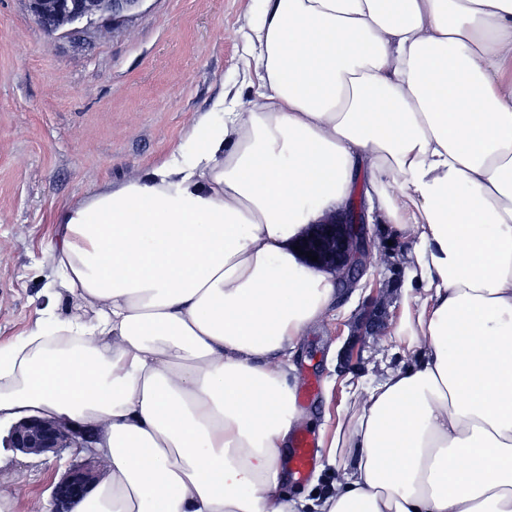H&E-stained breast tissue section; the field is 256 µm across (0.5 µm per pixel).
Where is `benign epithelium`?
I'll return each instance as SVG.
<instances>
[{"label":"benign epithelium","mask_w":512,"mask_h":512,"mask_svg":"<svg viewBox=\"0 0 512 512\" xmlns=\"http://www.w3.org/2000/svg\"><path fill=\"white\" fill-rule=\"evenodd\" d=\"M35 19H70L75 23L109 17L114 20L135 11L145 0H57L53 10L45 9L42 0H29ZM373 244L366 229V216L361 201H353L342 221L318 224L303 241V252L318 257L310 265L336 268L341 276L340 287L351 289L367 267ZM373 306L365 311L361 325L371 332L379 324L378 295L372 296ZM93 431L77 427L64 420L26 418L12 425L9 447L25 455L47 456L63 448H81L86 455L71 465L66 474L53 485L51 497L55 512H70V505L84 497L100 475V458L93 451Z\"/></svg>","instance_id":"obj_1"}]
</instances>
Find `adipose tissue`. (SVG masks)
I'll return each mask as SVG.
<instances>
[{
	"instance_id": "1",
	"label": "adipose tissue",
	"mask_w": 512,
	"mask_h": 512,
	"mask_svg": "<svg viewBox=\"0 0 512 512\" xmlns=\"http://www.w3.org/2000/svg\"><path fill=\"white\" fill-rule=\"evenodd\" d=\"M246 98L69 206L40 311L0 341V423L93 424L72 512H299L279 478L300 336L336 296L300 242L349 205L409 242L403 365L352 393L312 512H512V0H253Z\"/></svg>"
}]
</instances>
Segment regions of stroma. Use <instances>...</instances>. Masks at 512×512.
Here are the masks:
<instances>
[{
  "label": "stroma",
  "mask_w": 512,
  "mask_h": 512,
  "mask_svg": "<svg viewBox=\"0 0 512 512\" xmlns=\"http://www.w3.org/2000/svg\"><path fill=\"white\" fill-rule=\"evenodd\" d=\"M252 0H144L124 21L100 20L48 33L28 0H0V340L23 334L39 309L72 312L54 296L44 255L64 209L88 194L147 175L192 122L239 89L238 31ZM369 285L342 292L327 321L310 327L292 357L296 388L319 384L299 405V424L318 440L317 464L289 478L290 498L312 499L340 477L327 461V437L357 385L382 363L398 364L384 336L358 337L371 293L384 321L402 302L398 281L407 241L372 224ZM354 344L358 356L346 361ZM0 426V495L11 512H38L55 482L78 461L74 449L26 456L6 445Z\"/></svg>",
  "instance_id": "stroma-1"
}]
</instances>
